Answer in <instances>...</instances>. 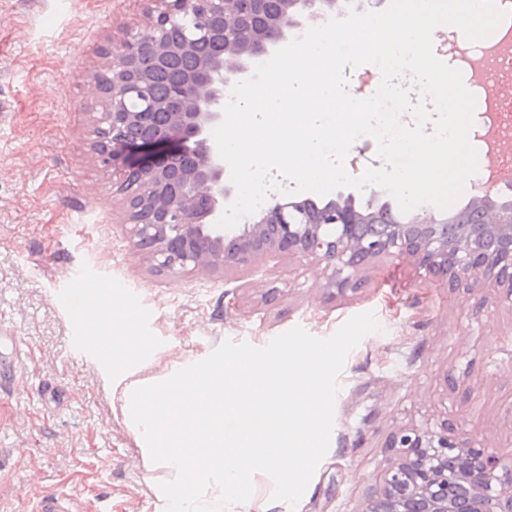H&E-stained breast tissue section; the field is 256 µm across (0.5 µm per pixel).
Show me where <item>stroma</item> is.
<instances>
[{"label":"stroma","instance_id":"obj_1","mask_svg":"<svg viewBox=\"0 0 512 512\" xmlns=\"http://www.w3.org/2000/svg\"><path fill=\"white\" fill-rule=\"evenodd\" d=\"M141 19L138 0H0V512H32L51 492L75 512H157V474L78 339L77 272L138 324L146 377L229 339L262 347L297 325L326 338L375 313L381 332L338 377L303 512H367L400 427L446 421L488 448L512 440V305L499 289L436 287L407 257L375 259L359 290L335 294L311 259L174 274L137 251L116 178L91 148V117L99 46H120Z\"/></svg>","mask_w":512,"mask_h":512}]
</instances>
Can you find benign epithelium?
Instances as JSON below:
<instances>
[{
	"label": "benign epithelium",
	"instance_id": "1",
	"mask_svg": "<svg viewBox=\"0 0 512 512\" xmlns=\"http://www.w3.org/2000/svg\"><path fill=\"white\" fill-rule=\"evenodd\" d=\"M143 19L94 74L100 110L92 118L98 162L119 178L135 245L160 271H245L280 253L325 263V287L357 290L380 256H409L443 283L482 284L512 301V200L472 198L463 217L414 214L401 221L387 204L353 196L318 206L273 194L246 224L216 226L235 188L209 130L222 120L226 88L248 78L297 15L317 20L334 0H143ZM206 39L216 50L169 96L150 94L157 71L190 57ZM397 458L376 478L369 512H512V450L502 452L439 429L404 427L392 436Z\"/></svg>",
	"mask_w": 512,
	"mask_h": 512
}]
</instances>
